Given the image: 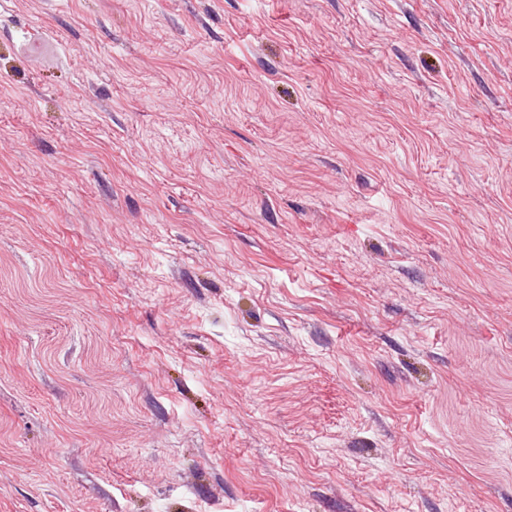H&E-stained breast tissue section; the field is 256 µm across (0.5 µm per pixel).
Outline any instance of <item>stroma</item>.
<instances>
[{"instance_id": "obj_1", "label": "stroma", "mask_w": 512, "mask_h": 512, "mask_svg": "<svg viewBox=\"0 0 512 512\" xmlns=\"http://www.w3.org/2000/svg\"><path fill=\"white\" fill-rule=\"evenodd\" d=\"M0 512H512V0H0Z\"/></svg>"}]
</instances>
